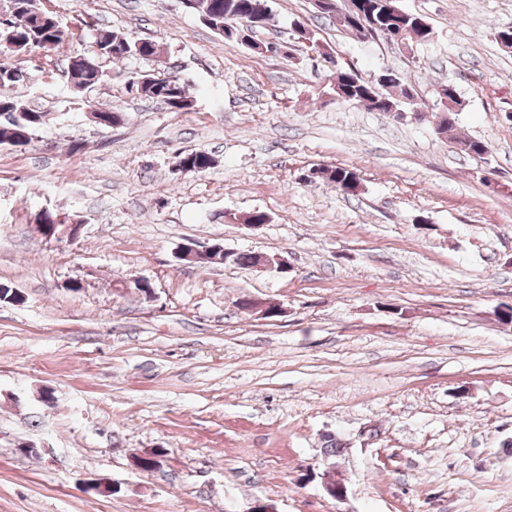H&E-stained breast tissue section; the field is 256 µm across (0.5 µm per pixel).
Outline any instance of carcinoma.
<instances>
[{"instance_id":"obj_1","label":"carcinoma","mask_w":512,"mask_h":512,"mask_svg":"<svg viewBox=\"0 0 512 512\" xmlns=\"http://www.w3.org/2000/svg\"><path fill=\"white\" fill-rule=\"evenodd\" d=\"M14 2L19 6L30 7L31 14L25 19H19V24L14 27H0V57L36 49L48 53L66 41L81 37L54 13L40 12L35 0ZM267 6V0H190L189 10L197 14L203 25L224 37V40L237 43L239 38L230 31L232 24L253 13L263 12ZM340 27L357 36L381 37L386 41L396 35L410 44L426 42L432 34V27L422 16L405 10L389 17L378 28L347 23L340 24ZM158 54L159 45L153 40H133L114 31L99 30L92 49L69 58V78L83 89H94L112 79V71L106 67L107 61L146 58ZM10 69L11 66L0 62V139L12 138L14 145L22 148L31 142L24 134H33L45 125L49 112L31 109L19 96L11 93L12 88L21 83L23 78L12 74ZM140 78L142 75L137 73L127 76L129 89L140 97L161 101L173 112L190 108L188 84L180 78L173 76L142 84L138 82ZM330 90L342 101L359 103L377 112H389L393 108H418L417 102L407 101L411 87L395 72L389 73L388 83L382 86L372 84L350 68L338 67L330 83ZM437 97L439 111L444 113V117L436 131L439 135L447 136L455 127V115L462 107V101L455 86L450 83L439 87ZM455 143L465 154L481 157L488 153V146L480 140L457 139ZM178 164L185 171L201 172L210 168L214 159L203 151H191L181 155ZM315 180L334 184L344 195H353L357 189L356 175L346 167H327ZM258 260L259 255L255 252L235 253L227 259L217 252L202 262V266L207 267L219 261L251 268Z\"/></svg>"}]
</instances>
